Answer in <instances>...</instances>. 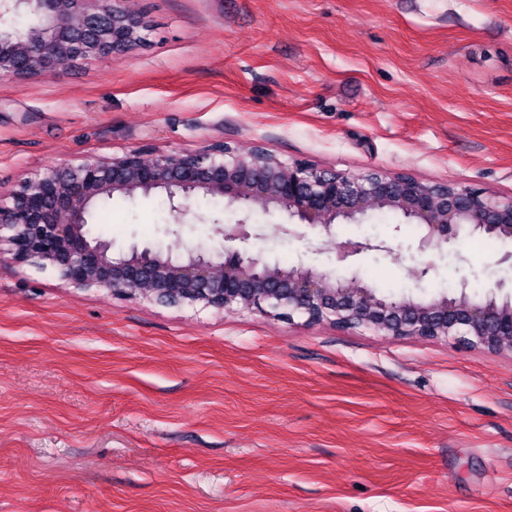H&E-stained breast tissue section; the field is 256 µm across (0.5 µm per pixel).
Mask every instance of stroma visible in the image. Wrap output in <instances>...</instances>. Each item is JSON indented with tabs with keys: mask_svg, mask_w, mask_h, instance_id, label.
Returning <instances> with one entry per match:
<instances>
[{
	"mask_svg": "<svg viewBox=\"0 0 512 512\" xmlns=\"http://www.w3.org/2000/svg\"><path fill=\"white\" fill-rule=\"evenodd\" d=\"M145 46L0 80V191L47 168L260 144L512 197V0H131ZM353 272L397 294L512 281V241L458 266L417 226L282 233L196 197L99 202L93 236ZM369 237L387 251L340 257ZM435 269L423 283L412 270ZM0 512H512V357L417 337L167 306L0 260Z\"/></svg>",
	"mask_w": 512,
	"mask_h": 512,
	"instance_id": "35a3bbf8",
	"label": "stroma"
}]
</instances>
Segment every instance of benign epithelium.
I'll return each mask as SVG.
<instances>
[{
    "label": "benign epithelium",
    "mask_w": 512,
    "mask_h": 512,
    "mask_svg": "<svg viewBox=\"0 0 512 512\" xmlns=\"http://www.w3.org/2000/svg\"><path fill=\"white\" fill-rule=\"evenodd\" d=\"M128 0H0V23L25 11L37 23L0 31V80L49 73L92 56L123 52L146 41L147 27ZM166 194L179 212L204 194L251 214L278 211L332 234L337 224H359L376 207L389 208L423 228L417 251H446L464 262L459 245L475 233L512 240V198L479 188L424 182L377 169L349 175L306 161L285 162L258 146L239 154L224 143L186 154L149 159L131 150L76 166L50 167L0 194V258L52 268L77 288H100L170 306L212 307L230 313L270 314L341 330L367 329L512 354V294L472 300L466 293L426 300L413 294L379 295L353 274L281 267L249 254L245 221L220 228L242 246L216 259L198 245L173 258L160 249L112 253V243L88 230L92 205L115 195ZM350 254L385 251V242L348 240Z\"/></svg>",
    "instance_id": "1"
}]
</instances>
